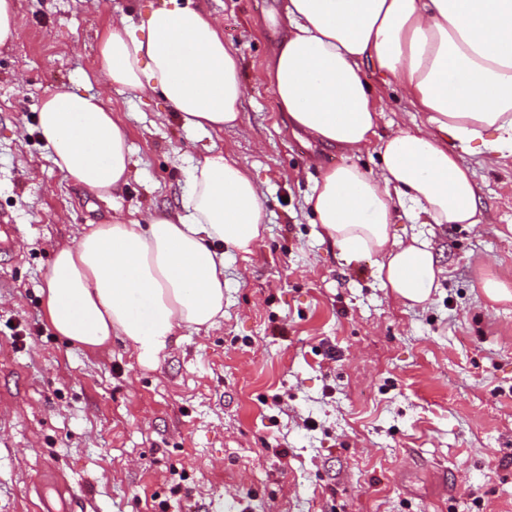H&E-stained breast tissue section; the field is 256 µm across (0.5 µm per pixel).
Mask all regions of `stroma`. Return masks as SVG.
<instances>
[{"label":"stroma","instance_id":"stroma-1","mask_svg":"<svg viewBox=\"0 0 512 512\" xmlns=\"http://www.w3.org/2000/svg\"><path fill=\"white\" fill-rule=\"evenodd\" d=\"M163 0H18L0 47V512H512V156L461 161L483 224L392 231L432 242L441 285L424 304L346 263L305 203L336 147L293 134L258 75L284 37L281 0H195L224 30L246 81L243 129L192 132L160 97L107 87L98 57L113 18ZM364 79L386 135L423 124L397 81ZM60 88L102 94L137 174L111 199L67 180L37 130ZM234 151L264 190L252 254L224 259V317L182 329L150 368L113 339L90 352L58 336L43 274L55 252L113 214L178 211L188 168ZM498 277L487 278L482 282V291L491 303L512 302V284Z\"/></svg>","mask_w":512,"mask_h":512}]
</instances>
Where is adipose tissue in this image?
<instances>
[{
	"mask_svg": "<svg viewBox=\"0 0 512 512\" xmlns=\"http://www.w3.org/2000/svg\"><path fill=\"white\" fill-rule=\"evenodd\" d=\"M279 18L285 35L260 78L289 124L350 154L374 146L383 163L376 176L353 162L324 172L306 199L323 238L347 261L375 257L382 287L426 302L442 269L427 239L391 245L392 219L481 223L460 155H512V0H282ZM99 60L109 85L162 98L187 129L241 125V62L223 28L179 0L134 25L113 21ZM367 68L401 82L425 127L378 134ZM38 130L56 167L100 199L134 175L126 128L101 95L51 93ZM262 196L231 154L196 159L181 212L144 224L116 216L56 252L44 273L53 329L89 350L122 338L155 365L178 330L223 318L224 256L252 253Z\"/></svg>",
	"mask_w": 512,
	"mask_h": 512,
	"instance_id": "ef3b65f1",
	"label": "adipose tissue"
}]
</instances>
